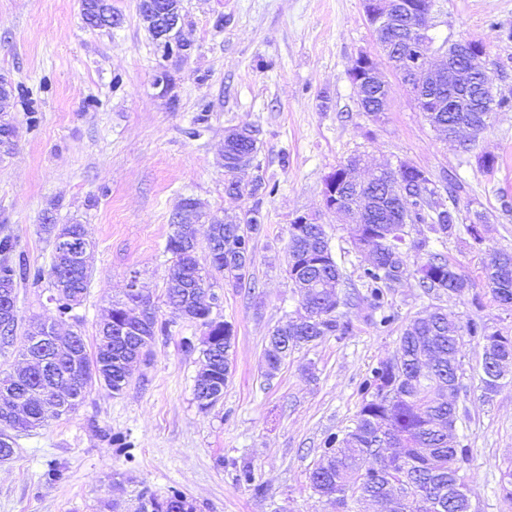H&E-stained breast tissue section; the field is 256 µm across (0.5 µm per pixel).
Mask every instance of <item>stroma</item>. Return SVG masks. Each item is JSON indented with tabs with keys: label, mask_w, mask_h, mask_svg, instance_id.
I'll use <instances>...</instances> for the list:
<instances>
[{
	"label": "stroma",
	"mask_w": 512,
	"mask_h": 512,
	"mask_svg": "<svg viewBox=\"0 0 512 512\" xmlns=\"http://www.w3.org/2000/svg\"><path fill=\"white\" fill-rule=\"evenodd\" d=\"M112 5L123 23L106 31L84 23L80 0H0V76L21 93L15 149L0 156V236L12 235L46 272L53 238L44 213L87 226V294L75 319L57 329L80 328L89 343L134 272L159 319H172L164 246L183 198L226 220L259 206L253 284L216 287L222 304L214 315L234 332L232 374L217 405L203 411L194 399L201 355L183 353L178 341L202 331L178 322L148 362L133 366L121 394L94 387L74 413L17 436L13 457L0 461V512H136L143 492L163 498L175 490L198 512H336L309 474L325 439L352 425L362 382L395 354L403 327L446 306L512 334V306L493 299L483 273L486 254L512 250V0H434L431 58L459 39L482 41L493 92L509 101L467 152L434 130L395 75L387 77L388 111H361L349 69L359 54L378 52L362 0H182V36L192 49L166 61L154 53L139 0ZM162 66L173 79L166 89L155 84ZM240 125L259 132L252 175L276 187L255 200L224 191V134ZM354 155L365 178L372 166L402 162L455 178L453 205L462 223L483 216L484 240L461 233L436 248L471 288L433 300L407 279L387 291L382 311L348 309V335L296 351L266 377L268 332L300 301L287 273L295 216L315 215L346 283L361 282L367 258L323 202L326 176ZM485 155L495 160L488 172L479 163ZM51 293L46 276L19 284L18 328L0 352V382L19 366L30 318L54 316ZM384 312L395 317L386 328L378 324ZM482 353L481 340L464 337L456 436L471 450L472 512H512L499 491L500 468L512 459V381L485 400ZM244 460L262 494L237 483L235 465ZM52 465L61 479H47Z\"/></svg>",
	"instance_id": "1"
}]
</instances>
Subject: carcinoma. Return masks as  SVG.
Wrapping results in <instances>:
<instances>
[{"label": "carcinoma", "mask_w": 512, "mask_h": 512, "mask_svg": "<svg viewBox=\"0 0 512 512\" xmlns=\"http://www.w3.org/2000/svg\"><path fill=\"white\" fill-rule=\"evenodd\" d=\"M156 0H140L139 12L148 22L155 53L166 60L184 48L179 34L169 36L168 52L162 53L157 42L154 21L147 12L154 11ZM117 11L111 0H81V15L93 29L112 28ZM428 98L422 106L425 117L436 129L446 133L457 124L484 130L490 124V114L479 110V103L470 97L462 101L466 91L448 87L423 89ZM15 128L0 120V154L14 147ZM259 150L258 139L246 130H230L224 139V186L234 188L239 197H255L262 189H270L259 177L250 184H241L237 174L239 161L246 157L254 161ZM416 199L407 214L408 224H426L435 233L450 235L459 224L458 211L432 202L423 191H413ZM340 207L351 212L371 202L378 224L361 225L358 241L365 244L368 264L361 279L373 307H382L385 291L401 285L399 268L403 251H423L424 263L415 276L416 287L423 294L460 297L470 288L466 277L441 251L428 249V240L407 241L404 224H384L382 220L394 208L395 198L387 185L378 180L366 187L338 186ZM249 218L240 222L241 231L229 234L232 224L213 220L198 225L200 203L191 197L182 199L175 219L174 231L167 238L165 251L174 257L169 269L166 297L174 314L192 318L205 317L213 325L211 335L203 337L202 349L192 338L184 336L180 347L186 354H202L201 368L195 384L209 387L212 393L224 394L232 372L231 350L234 334L231 326L212 316L208 292L213 290L215 275L224 277L226 284L238 288L249 279L236 269L238 257L252 249V242L262 232L259 208L248 210ZM45 230L57 239L69 233L83 234V224H55L44 217ZM204 237L209 254V268L198 259L199 237ZM504 260L498 267L484 265L487 287L495 301L512 305V252L502 251ZM288 267L294 288L312 306L317 322L306 323L294 316L273 330L264 352L266 375L273 376L288 357V353L326 337H342L350 333V321L339 311L353 296L341 298L335 290L343 273L329 246L326 232L316 235L301 229L291 233L288 242ZM57 278L51 280L56 316L73 317L82 304L88 286V265L75 268L60 259L52 265ZM43 272L33 271L24 254L16 251L10 235L0 237V295L16 290L28 280L38 282ZM203 283L207 289L198 287ZM132 328L130 335L150 348L158 336L172 335L174 320L158 319L150 298L132 301L118 300L107 317L99 323L96 342L88 348L79 330L61 338L55 337L54 350L42 354L46 331L55 327L49 321L33 320L26 336L29 345L22 353L26 366L10 379V385L0 395V458L14 453L15 434L42 427L51 419L74 412L93 386L100 385L113 394H120L129 384L130 350L112 332V323ZM483 342L482 362L498 368L500 380L480 377L481 389L487 399L502 387V380L512 375V336L497 331L490 333L480 322L461 321L454 312L438 307L429 318H416L404 326L396 354L373 367L362 383L363 401L353 425L342 435H331L325 442L321 462L310 473L314 492L321 498L331 497L337 505L347 508L350 495L354 503L384 499L393 504L391 512H472L468 496L452 494L450 482L465 476L471 449L455 440L458 420L455 399L458 393L461 367L459 345L463 335ZM184 495L172 492L167 498L150 497L144 504H154L165 512H196L195 505H186Z\"/></svg>", "instance_id": "cac0c4a2"}]
</instances>
